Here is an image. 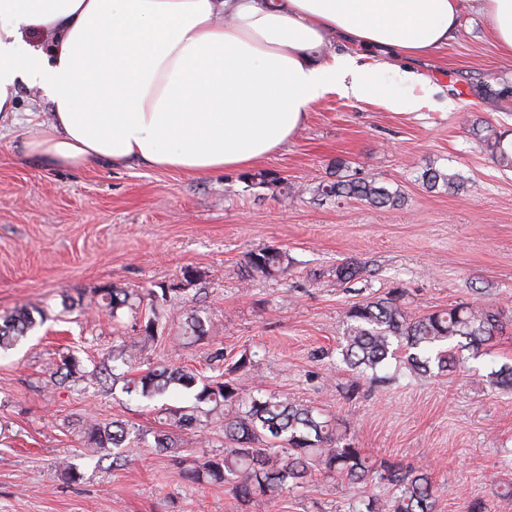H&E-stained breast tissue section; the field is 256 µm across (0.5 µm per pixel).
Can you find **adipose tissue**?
I'll return each instance as SVG.
<instances>
[{"mask_svg":"<svg viewBox=\"0 0 512 512\" xmlns=\"http://www.w3.org/2000/svg\"><path fill=\"white\" fill-rule=\"evenodd\" d=\"M464 0H0V123L19 86L49 114L26 151L51 165L204 176L284 146L311 103L360 98L371 72L329 37L419 58L456 38ZM512 56V0H472Z\"/></svg>","mask_w":512,"mask_h":512,"instance_id":"adipose-tissue-1","label":"adipose tissue"}]
</instances>
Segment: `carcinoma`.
Instances as JSON below:
<instances>
[{
    "label": "carcinoma",
    "instance_id": "carcinoma-1",
    "mask_svg": "<svg viewBox=\"0 0 512 512\" xmlns=\"http://www.w3.org/2000/svg\"><path fill=\"white\" fill-rule=\"evenodd\" d=\"M483 143L497 164L512 168V149L504 145V134L491 131ZM427 183L460 186V175L433 170L425 173ZM317 193L336 199L356 198L375 207H396L401 195L378 178L338 179L318 185ZM249 272L265 277L283 274L289 266L288 252L265 247L247 255ZM366 265L354 259L336 265L333 274L341 283L361 278ZM183 286L148 290L153 313L141 331L155 339L158 323L156 304L167 301L171 292ZM101 305L116 314L130 306L132 293L124 288L98 289ZM37 325L33 311L21 307L0 316V350L14 348ZM505 329L502 313L489 305L460 303L421 316L409 314L403 293L395 288L383 296L353 303L343 321L338 355L345 367L371 382L381 380L378 370L388 361H401L422 374L442 375L453 370L467 350L474 358ZM123 380V390L149 401L163 399L172 388L192 392L191 406H164L162 411L175 428L196 425L199 405L207 404L224 420V455L208 459L182 477L193 483L204 480L224 484L236 500L248 503L257 496L292 493L305 487L315 471L334 475L349 483H367L375 478L387 482V495L372 496L349 512H437L431 474L424 468L404 467L395 462L372 461L365 450L342 442L336 425L308 405L295 403L275 393L258 389L242 391L237 379L223 381L200 377L186 367L169 363L148 367L136 377L129 371L112 374V381ZM488 384L497 389L512 388V365L502 364L488 375ZM89 443L112 451V464L127 462V449L146 442L147 434L119 421L89 420L83 425Z\"/></svg>",
    "mask_w": 512,
    "mask_h": 512
}]
</instances>
